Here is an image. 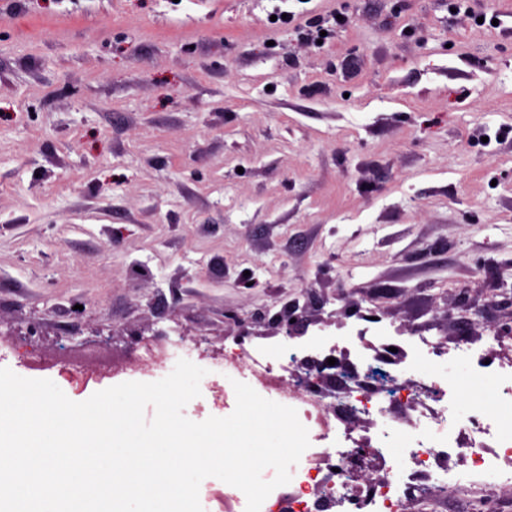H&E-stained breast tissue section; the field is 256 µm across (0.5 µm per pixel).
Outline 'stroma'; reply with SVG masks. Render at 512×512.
Segmentation results:
<instances>
[{"mask_svg": "<svg viewBox=\"0 0 512 512\" xmlns=\"http://www.w3.org/2000/svg\"><path fill=\"white\" fill-rule=\"evenodd\" d=\"M471 6L0 0V367L80 402L161 377L149 344L225 417V352L305 290L306 332L355 302L499 362L512 0ZM310 13L344 21L304 40Z\"/></svg>", "mask_w": 512, "mask_h": 512, "instance_id": "obj_1", "label": "stroma"}]
</instances>
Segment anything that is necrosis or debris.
Returning <instances> with one entry per match:
<instances>
[{
  "label": "necrosis or debris",
  "instance_id": "4bbe7bcc",
  "mask_svg": "<svg viewBox=\"0 0 512 512\" xmlns=\"http://www.w3.org/2000/svg\"><path fill=\"white\" fill-rule=\"evenodd\" d=\"M309 349L312 357L304 379L288 391L282 388V374L296 347L281 342L272 347L259 344L237 350L224 361L262 397L287 402L296 409L308 432L322 440L329 439L331 432L345 430L342 415L353 408L361 414L388 418L402 404L423 398L433 401L434 406L406 426H393V433L409 432L405 446L389 448L374 440L366 443L373 450V465L385 473L378 486L368 490L361 487L346 460L364 443L356 437H344L338 450L307 449L292 468L289 491L272 492L261 512H402L410 491L436 510L447 500L450 489L472 476L482 478L483 485L470 502V512H486L498 484L512 482V430L473 414L459 418L456 399L459 389L479 381L491 384L500 402L512 404V357L492 366L472 342L463 341L449 349L418 336L402 341L391 389L382 394L375 387L367 356L350 337L320 336ZM422 357L440 370L439 376L424 385L412 378L415 363ZM333 377L350 385L355 401L338 402L331 411L320 409V390Z\"/></svg>",
  "mask_w": 512,
  "mask_h": 512
}]
</instances>
